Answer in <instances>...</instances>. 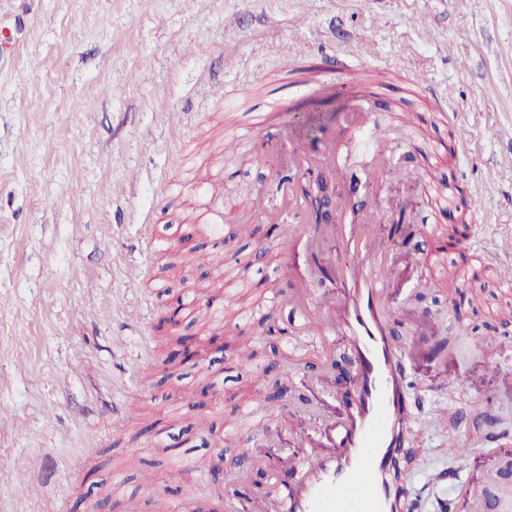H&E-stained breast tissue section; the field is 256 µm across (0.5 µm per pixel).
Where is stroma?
<instances>
[{"mask_svg":"<svg viewBox=\"0 0 512 512\" xmlns=\"http://www.w3.org/2000/svg\"><path fill=\"white\" fill-rule=\"evenodd\" d=\"M331 57L365 82L368 137L344 134L346 76L324 69ZM273 97L285 103L271 121L276 173L252 146L226 150ZM315 99L324 120L307 135L300 112ZM335 138L336 189L390 252L402 497L442 512L447 476L505 487L485 443L512 438V283L496 249L512 233V170L498 165L512 154V0H308L303 14L295 0H0V512H89L103 498L106 512H182L220 456L224 485L197 498L211 512L228 487L277 499L267 459L239 468L243 449L275 442L310 463L309 438L346 412L348 341L308 358L283 403L278 330L299 312L249 316L294 285L275 255L277 183L300 179L294 152ZM215 197L256 203L251 223H203ZM152 239L143 280L128 283L125 264ZM202 253L223 268L170 273ZM342 260L322 237L312 295L344 296L329 278ZM174 301L199 352L179 366L160 325ZM209 302L222 316L198 325ZM113 304L144 315L102 316ZM250 405L272 424L249 425Z\"/></svg>","mask_w":512,"mask_h":512,"instance_id":"1","label":"stroma"}]
</instances>
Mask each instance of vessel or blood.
<instances>
[{
  "label": "vessel or blood",
  "instance_id": "vessel-or-blood-1",
  "mask_svg": "<svg viewBox=\"0 0 512 512\" xmlns=\"http://www.w3.org/2000/svg\"><path fill=\"white\" fill-rule=\"evenodd\" d=\"M354 262L342 271L345 298L335 305L326 297H300L305 315L323 310L333 321L321 332L288 344L289 363L301 364L337 334H345L359 370V392L345 418L326 428L328 454L316 467L281 466L273 478L281 496L269 502L249 497L250 512H390L391 491L379 473L391 453L392 427L403 404L404 357L385 327L382 288L374 271L378 248L363 227L339 225Z\"/></svg>",
  "mask_w": 512,
  "mask_h": 512
}]
</instances>
